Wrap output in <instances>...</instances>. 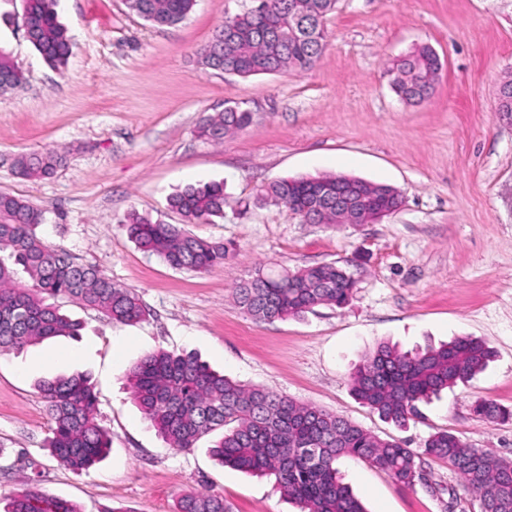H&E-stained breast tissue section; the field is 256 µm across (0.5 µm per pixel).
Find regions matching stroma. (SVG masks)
Instances as JSON below:
<instances>
[{
	"mask_svg": "<svg viewBox=\"0 0 512 512\" xmlns=\"http://www.w3.org/2000/svg\"><path fill=\"white\" fill-rule=\"evenodd\" d=\"M243 0H197L178 24L157 27L126 0H58L71 39L64 67L50 66L23 28V0H0V47L26 77L0 94V192L43 209L38 234L77 262L136 293L144 320L116 323L61 300L82 324L0 356V497L37 481L78 512H174L184 494H223L230 512H298L275 477L220 465L217 433L177 452L134 403L129 371L159 351L192 352L210 367L336 413L383 439L422 452L448 430L512 460V420L472 410L485 399L512 407V124L496 116L512 77V0H338L325 47L304 72L248 78L203 69L198 49ZM427 44L442 68L417 105L393 91L391 61ZM252 112L243 131L214 144L200 138L208 115ZM55 150L49 177H20L15 158ZM343 174L397 188L402 205L369 224L300 223L261 198L286 177ZM223 182V216L190 232L224 242L223 266L205 274L171 268L143 252L121 221L138 211L167 224L184 216L170 197L189 185ZM349 263L356 288L341 308L257 321L234 292L255 266ZM474 336L495 358L468 383L419 403L399 427L350 391V375L379 343L403 351ZM89 375L108 456L76 474L47 448L50 421L36 384ZM339 469L367 512H480L447 463L424 457L407 487L368 462Z\"/></svg>",
	"mask_w": 512,
	"mask_h": 512,
	"instance_id": "obj_1",
	"label": "stroma"
}]
</instances>
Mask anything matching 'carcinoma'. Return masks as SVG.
<instances>
[{
	"mask_svg": "<svg viewBox=\"0 0 512 512\" xmlns=\"http://www.w3.org/2000/svg\"><path fill=\"white\" fill-rule=\"evenodd\" d=\"M337 0H264L226 17L234 32L218 30L197 51L205 69L249 77L286 68L313 67L324 47V23ZM57 0H24L23 19L33 24L30 43L54 67L65 65L71 43L56 14ZM195 0H128L129 8L154 26L184 20ZM441 62L429 46L413 48L390 67L392 87L408 103L427 98ZM25 77L0 48V92L23 85ZM252 122V113L225 108L199 125V136L221 143ZM64 156L48 151L16 160L24 177H48ZM341 175L282 178L262 194L286 205L304 224H344L336 213V181ZM224 183L189 186L169 199L171 209L196 223L224 216ZM44 213L27 201L0 192V355L60 335H76L80 323L60 313L57 298L77 301L109 319L131 324L147 311L134 293L115 286L92 265L79 264L64 249L38 236ZM129 238L175 269L206 273L224 265L222 241L202 238L181 224H166L136 211L124 220ZM25 274L32 285L19 281ZM356 286L348 268L320 264L283 269L256 268L237 285L239 306L258 321L299 317L317 306L346 305ZM495 357L484 341L461 336L414 352L381 344L350 376L353 396L378 416L400 427L418 415V403L467 383ZM133 396L169 446L188 451L217 429L223 436L209 449L223 466L276 477L282 493L300 512H366L338 468L343 457L364 459L412 487L419 479L416 454L397 440H383L350 421L312 404L246 385L214 372L192 353L159 351L129 373ZM38 392L50 420L47 447L73 472L99 462L110 448V433L97 420V396L86 375L39 381ZM476 415L491 422L512 420V410L490 400L474 403ZM426 455L448 463L463 487L512 512V461L487 448H474L446 430L424 442ZM0 512H78L65 500L33 485L0 499ZM177 512H229L224 496L200 491L180 497Z\"/></svg>",
	"mask_w": 512,
	"mask_h": 512,
	"instance_id": "carcinoma-1",
	"label": "carcinoma"
}]
</instances>
